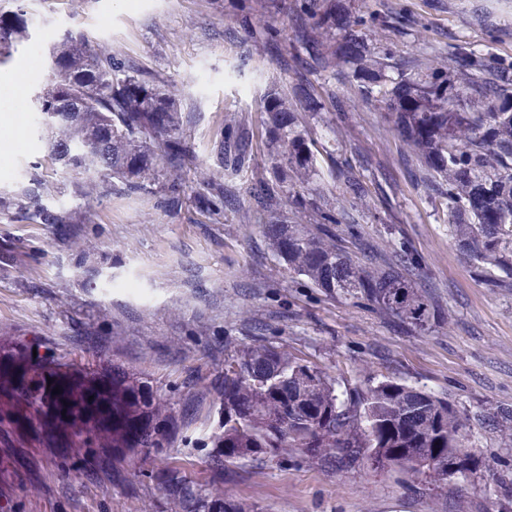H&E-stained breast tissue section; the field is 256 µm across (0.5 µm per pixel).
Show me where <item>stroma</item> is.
<instances>
[{"label": "stroma", "instance_id": "obj_1", "mask_svg": "<svg viewBox=\"0 0 512 512\" xmlns=\"http://www.w3.org/2000/svg\"><path fill=\"white\" fill-rule=\"evenodd\" d=\"M418 25L398 38L401 56L431 69L448 54H426V42L469 44L512 57V0H387ZM23 11L28 35L0 60V197L25 194L23 209L0 210V246L20 252L0 265V351L18 353L40 341L53 358L95 365L73 342L76 323L109 332L112 363L151 378L162 395L179 392L195 374L196 415L169 445L129 465L111 449L78 447L62 428L8 398L0 388V420L21 417L22 436L0 438V512H183L152 475L182 465L211 493L238 500L245 512H512L501 476L512 477V444L490 428H475L470 444L493 462L467 491L433 490L423 480L364 465L336 471L297 453L255 455L217 463L224 405L212 383L225 355L251 343V324L288 355L306 359L349 387L397 376L454 399L470 411L512 407V288L479 280L457 251L443 209L425 184L401 175L408 147L384 125L380 109L349 86L336 93L345 120L325 112L305 121L321 149L360 153L393 208L363 203V235L388 253L407 239L425 259L445 322L431 332L394 327L352 300L327 298L289 274L273 255L248 209L215 220L190 201L172 208L162 192L107 191L100 175H85L92 191L72 195L32 119V99L50 80L49 51L70 31L86 32L95 48L135 63L176 99L190 136L191 162L161 183L223 179L217 145L228 126L245 128L253 145L249 173L237 187L248 197L253 174L268 163L261 135V98L270 84L289 89L293 75L231 27L217 0H0V15ZM29 80L14 89L18 72ZM59 205L82 221L41 224L35 203Z\"/></svg>", "mask_w": 512, "mask_h": 512}]
</instances>
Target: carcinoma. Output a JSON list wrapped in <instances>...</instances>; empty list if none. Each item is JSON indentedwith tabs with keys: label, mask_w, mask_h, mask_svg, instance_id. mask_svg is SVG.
<instances>
[{
	"label": "carcinoma",
	"mask_w": 512,
	"mask_h": 512,
	"mask_svg": "<svg viewBox=\"0 0 512 512\" xmlns=\"http://www.w3.org/2000/svg\"><path fill=\"white\" fill-rule=\"evenodd\" d=\"M224 13L232 17L234 32L263 45L295 79L287 92L276 85L264 92L268 165L250 195L254 219L264 225L269 246L288 272L327 297L354 300L407 329L428 331L443 319L422 283L421 255L401 242L390 257L376 260L356 216L310 188L321 153L298 110L346 112L330 90L341 82L380 108L409 147L416 165L406 168L407 177L427 176L446 209L457 249L476 276L512 286V58L461 44L446 71L416 68L396 75V46H376L370 35L400 32L403 15L381 3L359 9L354 0H224ZM27 29L22 17L0 20V58L11 55ZM37 97L53 160L66 171L94 169L111 188L149 191L160 168L180 169L190 154L176 100L94 48L79 31L53 47L50 82ZM466 98L484 102L486 111H470L462 104ZM221 154L231 175L250 167L247 137L237 128L224 130ZM330 160L342 194L362 201L375 193L380 208L391 210L380 184L364 174L362 155ZM194 201L207 213L240 204L230 182L206 177ZM285 204L310 223H290ZM37 219L75 223L72 211L49 205L38 209ZM77 335L82 349L107 356V339L97 331L82 326ZM100 367L75 382L52 370L48 356L30 350L1 358L0 380L51 418H80L94 444L122 448L133 458L167 447L191 424L192 400L163 399L149 379L136 381L114 364ZM216 391L224 400V434L216 447L226 461L297 451L336 470L365 463L397 466L462 492L475 475L491 471L470 449L473 427L491 426L512 436L507 408L469 413L446 395L393 376L363 388L342 387L315 364L260 336L224 360ZM155 478L162 494L186 512H244L231 497L199 493L176 466Z\"/></svg>",
	"instance_id": "1"
}]
</instances>
